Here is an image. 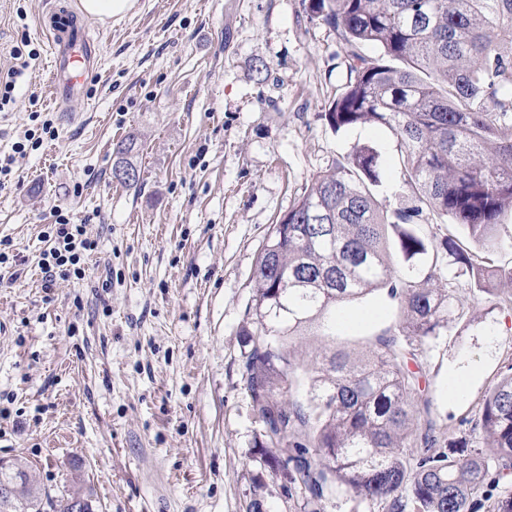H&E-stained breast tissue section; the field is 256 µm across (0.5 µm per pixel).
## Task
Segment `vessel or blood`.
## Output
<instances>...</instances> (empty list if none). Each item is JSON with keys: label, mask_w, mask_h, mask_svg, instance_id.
<instances>
[{"label": "vessel or blood", "mask_w": 512, "mask_h": 512, "mask_svg": "<svg viewBox=\"0 0 512 512\" xmlns=\"http://www.w3.org/2000/svg\"><path fill=\"white\" fill-rule=\"evenodd\" d=\"M48 34L55 53L51 81L57 101L65 104L77 96L92 75L98 42L66 11L51 16Z\"/></svg>", "instance_id": "vessel-or-blood-1"}]
</instances>
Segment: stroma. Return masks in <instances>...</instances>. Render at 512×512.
Returning <instances> with one entry per match:
<instances>
[{
	"mask_svg": "<svg viewBox=\"0 0 512 512\" xmlns=\"http://www.w3.org/2000/svg\"><path fill=\"white\" fill-rule=\"evenodd\" d=\"M78 4L0 0V70L23 45L40 54L0 112V159L14 160L0 185V239L19 257L0 281V408L11 413L0 458L32 465L46 512L79 487L95 512H250L258 483L262 512H299L253 458L260 425L239 331L257 261L313 175L355 144L381 155L378 199L412 205L399 142L381 126L329 127L347 60L305 0H136L121 19L79 16L99 41L96 69L59 108L43 22ZM131 134L140 179L126 187L112 167ZM57 208L99 248L88 279L58 282L48 301L40 235ZM105 275L106 291L96 286ZM393 318L376 293L348 306L336 333L371 336ZM511 349L512 316L496 300L449 319L429 375L449 432L468 433ZM470 366L476 375L449 394Z\"/></svg>",
	"mask_w": 512,
	"mask_h": 512,
	"instance_id": "stroma-1",
	"label": "stroma"
}]
</instances>
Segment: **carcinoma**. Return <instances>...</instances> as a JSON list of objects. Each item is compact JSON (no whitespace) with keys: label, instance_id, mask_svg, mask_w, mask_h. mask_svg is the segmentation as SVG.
Here are the masks:
<instances>
[{"label":"carcinoma","instance_id":"cac0c4a2","mask_svg":"<svg viewBox=\"0 0 512 512\" xmlns=\"http://www.w3.org/2000/svg\"><path fill=\"white\" fill-rule=\"evenodd\" d=\"M308 9L336 30L348 61L325 118L336 131L393 132L415 203L388 210L371 189L380 155L356 145L273 225L240 330L259 461L301 512H326L342 491L382 512H512V485L500 484L512 468V361L481 403L475 448L432 418L425 386L448 312L466 315L455 278L512 308L501 289L512 265L488 258L512 213V0H309ZM431 217L466 241L435 244L420 228ZM380 291L398 320L356 342L360 357L335 344L298 358L305 327ZM2 484L11 493L0 512H42L21 462L0 464Z\"/></svg>","mask_w":512,"mask_h":512}]
</instances>
